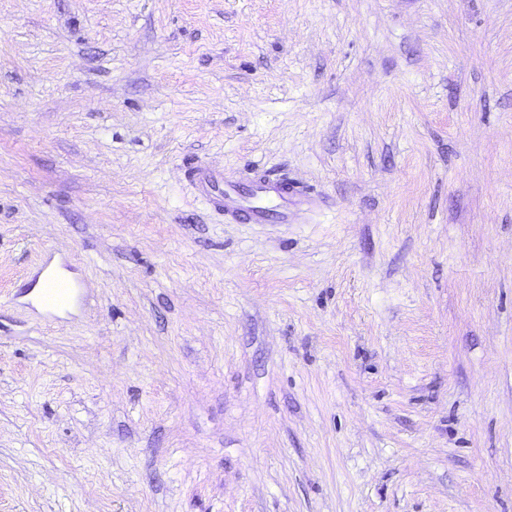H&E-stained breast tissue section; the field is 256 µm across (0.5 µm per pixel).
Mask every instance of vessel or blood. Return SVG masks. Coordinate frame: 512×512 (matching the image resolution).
<instances>
[{
  "label": "vessel or blood",
  "instance_id": "vessel-or-blood-1",
  "mask_svg": "<svg viewBox=\"0 0 512 512\" xmlns=\"http://www.w3.org/2000/svg\"><path fill=\"white\" fill-rule=\"evenodd\" d=\"M188 177L210 207L231 221L246 219L257 224H286L291 221L295 206L315 202L312 195L297 189L287 179L264 171L255 173L252 178L254 198L248 205L243 204L235 181L206 164L191 166ZM41 276L43 286L39 290V298L45 305L56 307L71 303L82 295L81 284L60 276L55 265L45 264Z\"/></svg>",
  "mask_w": 512,
  "mask_h": 512
}]
</instances>
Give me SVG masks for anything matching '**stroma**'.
I'll use <instances>...</instances> for the list:
<instances>
[{"label": "stroma", "mask_w": 512, "mask_h": 512, "mask_svg": "<svg viewBox=\"0 0 512 512\" xmlns=\"http://www.w3.org/2000/svg\"><path fill=\"white\" fill-rule=\"evenodd\" d=\"M0 512H512V0H0ZM188 177L199 195L224 219H246L255 224H288L293 207L313 205L315 198L297 189L288 179L272 177L267 172H254L252 187L254 198L245 206L236 189V182L203 163H196L188 170ZM50 258L41 269L43 288H39L40 302L46 306L57 307L61 304L71 303L82 296V285L71 277H62L58 274L59 266L52 265Z\"/></svg>", "instance_id": "stroma-1"}]
</instances>
